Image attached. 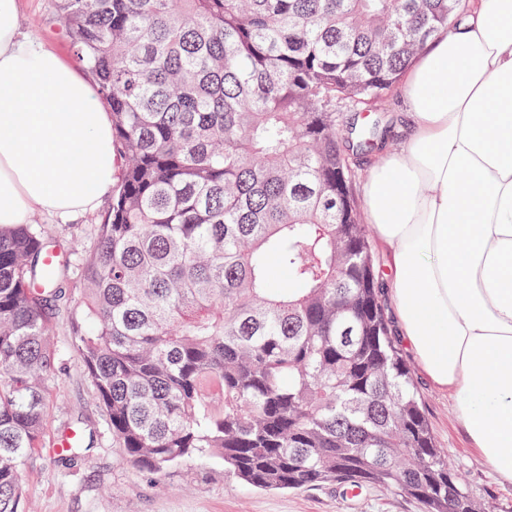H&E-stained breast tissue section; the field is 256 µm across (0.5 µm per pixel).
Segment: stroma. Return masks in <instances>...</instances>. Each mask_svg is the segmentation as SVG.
I'll return each instance as SVG.
<instances>
[{"label": "stroma", "mask_w": 512, "mask_h": 512, "mask_svg": "<svg viewBox=\"0 0 512 512\" xmlns=\"http://www.w3.org/2000/svg\"><path fill=\"white\" fill-rule=\"evenodd\" d=\"M18 7L23 31L45 40L65 61L75 62L53 0H19ZM107 211L103 204L67 224L43 213L37 219L50 241L71 254L93 246ZM66 286V305L48 312L55 354L54 371L43 387L48 438L20 473L25 512H423L420 503L380 487L367 488L352 502L342 500L333 484L301 491L259 490L225 471L223 458L213 453L183 459L159 472L126 461L75 345L85 297L79 269H71ZM404 360L449 464L475 498L492 502L497 512H512V485L501 483L480 460L447 394L428 381L412 355ZM76 428L89 440V451L72 457L56 452L51 437Z\"/></svg>", "instance_id": "35a3bbf8"}]
</instances>
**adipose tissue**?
Listing matches in <instances>:
<instances>
[{
	"label": "adipose tissue",
	"instance_id": "1",
	"mask_svg": "<svg viewBox=\"0 0 512 512\" xmlns=\"http://www.w3.org/2000/svg\"><path fill=\"white\" fill-rule=\"evenodd\" d=\"M0 0V226L69 221L116 183L95 86ZM409 129L364 184L399 337L512 483V0H468L404 78Z\"/></svg>",
	"mask_w": 512,
	"mask_h": 512
}]
</instances>
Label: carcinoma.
<instances>
[{
  "label": "carcinoma",
  "instance_id": "carcinoma-1",
  "mask_svg": "<svg viewBox=\"0 0 512 512\" xmlns=\"http://www.w3.org/2000/svg\"><path fill=\"white\" fill-rule=\"evenodd\" d=\"M463 0H55L112 110L120 173L82 255L77 348L112 438L159 472L218 452L245 483L391 488L481 512L391 336L352 181L386 146L343 131ZM40 224L0 227V512L44 437L53 372Z\"/></svg>",
  "mask_w": 512,
  "mask_h": 512
}]
</instances>
